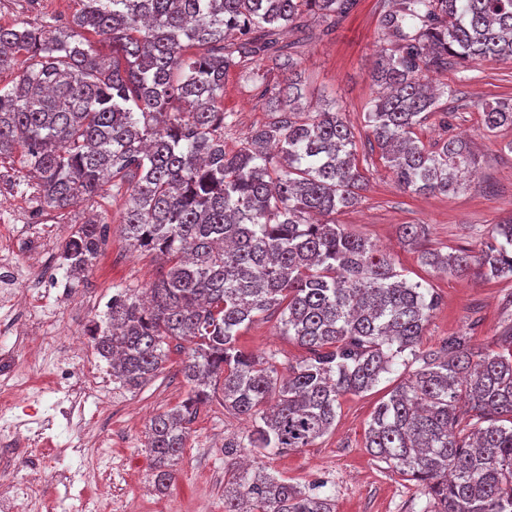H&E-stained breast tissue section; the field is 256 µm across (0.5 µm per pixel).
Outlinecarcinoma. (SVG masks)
Segmentation results:
<instances>
[{"mask_svg": "<svg viewBox=\"0 0 512 512\" xmlns=\"http://www.w3.org/2000/svg\"><path fill=\"white\" fill-rule=\"evenodd\" d=\"M357 0H78L71 20L0 25V159L18 158L43 203L68 209L106 182L124 190L121 224L135 247L165 262L147 298L112 294L90 336L112 359V380L141 389L164 368L169 341L194 340L189 386L155 416L152 483H174L188 424L221 389L224 411L252 422L224 442V512H336L332 497L269 473L258 458L308 448L333 427L341 397L421 362L374 410L365 447L424 489L434 512H512V323L507 353L450 336L417 353L439 296L408 281L373 244L336 223L358 203L365 176L340 108L300 111L305 85L281 32L314 11L340 22ZM390 48L375 63L382 88L365 122L396 185L453 194L476 164L467 143L426 146L415 129L438 99L423 79L448 61L512 59V0H393ZM106 35L110 53L94 45ZM256 57L286 74L266 84L271 120L234 152L224 75ZM493 133L512 126V98L483 107ZM106 227L76 224L61 245L66 277L81 280ZM459 277L479 263L512 278V221L497 224L479 259L463 249L421 252ZM277 310L306 350L278 377L239 345L242 328Z\"/></svg>", "mask_w": 512, "mask_h": 512, "instance_id": "carcinoma-1", "label": "carcinoma"}]
</instances>
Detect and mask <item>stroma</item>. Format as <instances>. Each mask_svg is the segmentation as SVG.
Wrapping results in <instances>:
<instances>
[{
    "label": "stroma",
    "mask_w": 512,
    "mask_h": 512,
    "mask_svg": "<svg viewBox=\"0 0 512 512\" xmlns=\"http://www.w3.org/2000/svg\"><path fill=\"white\" fill-rule=\"evenodd\" d=\"M75 0H0V24L24 19L33 25L49 17H69ZM388 0H358L352 16L331 25L319 16H308L299 30H286L282 43L296 44L297 70L304 80L307 102L321 109L334 102L351 125L357 143L360 169L367 186L354 207L336 216L347 231L370 239L394 261L410 281L429 282L440 304L422 337L421 351L440 348L456 334L472 336L474 344L499 350L498 338L512 319V279L488 280L479 270L463 278L437 272L420 262V250L399 238L403 224L426 229L423 247L447 253L466 249L479 254L494 225L512 219V129L486 132L481 112L485 105L512 96V60H480L427 73L432 85L443 89L435 112L417 130L425 144L454 136L466 137L476 157V175L457 193L414 195L393 182L379 151L371 149L373 135L365 113L374 95L372 70L389 39L382 23ZM224 108L233 112L235 127L224 138L227 150H236L251 130L270 119L258 89L246 73L232 70L224 78ZM0 263L17 261L21 290L29 304L7 311L0 295V325L14 320L17 329L0 332V351L12 350L32 388L28 400L45 404L44 389L58 366H82L84 358L74 351L73 336L86 333L105 310L114 287L145 288L163 270L155 253L132 251L120 231V207L112 201L111 188L65 211L42 204L38 191L28 182L19 160L0 162ZM108 223V233L98 258L84 283L67 279L60 245L72 225L89 215ZM54 315L58 340L39 361L25 355L28 320L40 318L41 307ZM240 344L256 354L275 355L279 370L299 362L303 349L284 336L277 312L271 311L243 328ZM188 343L170 344L166 368L141 390L113 388L111 394L76 390L55 397L53 409L43 408L38 430L45 439L39 448L0 446V465L17 464L33 470L42 460L54 458L58 470L77 474L75 482L46 484L39 498L22 501L18 512H47L54 498L73 497L81 488L95 489L104 479L112 481V498L126 512H224V440L246 431V421L225 414L219 401L202 407L189 425L176 480L166 493H158L150 479L152 461L146 450L151 418L165 412L187 395L182 362ZM408 376L400 369L383 375L370 391L341 398L336 426L309 448L264 457L270 473L288 479L301 489L332 496L336 512H429L427 495L412 482L386 468L365 448V435L379 401ZM99 416L97 429L104 447L112 451L111 464L92 466L98 450L82 443V423Z\"/></svg>",
    "instance_id": "obj_1"
}]
</instances>
